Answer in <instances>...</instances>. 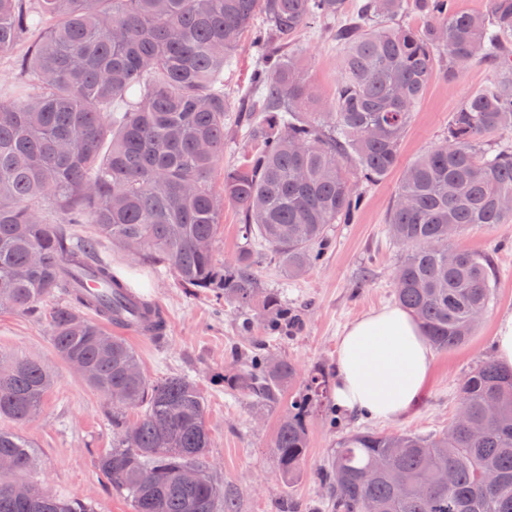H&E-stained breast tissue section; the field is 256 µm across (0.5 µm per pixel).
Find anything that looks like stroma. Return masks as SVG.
I'll use <instances>...</instances> for the list:
<instances>
[{
  "label": "stroma",
  "mask_w": 512,
  "mask_h": 512,
  "mask_svg": "<svg viewBox=\"0 0 512 512\" xmlns=\"http://www.w3.org/2000/svg\"><path fill=\"white\" fill-rule=\"evenodd\" d=\"M329 29L326 23L305 29L292 42L295 62L324 100L333 95L341 75ZM257 66L252 39L244 37L236 65L224 75L229 124H237L249 109L248 90ZM497 72L489 60L472 62L453 77L444 65L435 66L401 142L398 170L374 185H359L366 197L364 207L355 223L329 226V250L321 264L291 278L274 251L265 250L257 267L260 286L280 293L298 318L287 336L274 343V357L292 360L305 372L334 371L345 325L371 310L394 305L393 277L401 251L389 235L388 214L400 170L441 140L453 112L467 97L493 84ZM455 243L488 256L496 270L491 303L474 335L454 350L435 351L429 384L412 413L379 421L344 412L338 428L314 418L305 460L289 483L280 477L271 448L280 408L259 406L224 385L225 375L238 367V355L250 351L257 336L263 335V322L255 321L252 331L244 332L234 306L183 288L166 265L107 240L101 251L116 274L164 313V342L140 334L129 335L127 341L148 379L185 374L199 384L207 401L212 476L233 500L236 512H329L323 476L343 432L362 428L427 434L445 429L458 412L465 375L494 357L498 324L512 314V222L469 228ZM14 359L37 362L52 377L36 417L23 423L0 419V428L21 434L38 452L26 481L62 498H81L94 512H134L130 499L113 492L96 467L98 457L115 441L112 402L56 354L48 316L0 308V360Z\"/></svg>",
  "instance_id": "1"
}]
</instances>
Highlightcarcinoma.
I'll return each instance as SVG.
<instances>
[{
	"label": "carcinoma",
	"mask_w": 512,
	"mask_h": 512,
	"mask_svg": "<svg viewBox=\"0 0 512 512\" xmlns=\"http://www.w3.org/2000/svg\"><path fill=\"white\" fill-rule=\"evenodd\" d=\"M427 23L396 22L404 0H361L356 18L336 28L341 77L333 97H316L291 56L304 28L342 19L345 0H0V61L15 62L26 91L0 97V307L50 309L52 342L112 408L113 448L97 459L112 489L134 512H233L209 475L211 432L199 385L184 375L145 378L134 349L103 323L130 288L99 257L112 240L157 259L185 288L211 292L252 312L267 336L295 325L273 293L259 288L256 255L275 251L288 276L321 262L331 224L362 207L343 162L372 185L396 166L400 143L434 65L452 75L480 56L512 59V0H489L486 16L459 12L454 0H415ZM255 36L260 64L251 83L257 114L242 137L243 161L224 168V198L210 181L224 156V71L236 64L243 34ZM512 131V64L491 88L453 113L443 142L407 167L388 224L405 249L394 279L398 305L437 350L472 336L492 300L490 261L448 244L459 233L512 219V146L484 139ZM241 214L234 262L214 260L222 200ZM93 224L98 236L70 243L67 226ZM90 270L104 292L91 294L73 272ZM162 335L151 302L134 318ZM294 362L270 358L259 340L241 357L227 388L263 405L288 393L272 443L280 476L291 480L308 448L310 417L325 411L329 375L297 384ZM51 376L38 363L0 369V419L25 422L42 408ZM145 407L127 421L124 409ZM460 410L446 432L356 430L337 443L325 477L332 512H512V368L487 360L466 377ZM0 512H93L6 477L36 463L33 444L0 428ZM195 468V485L181 480ZM447 470L452 481L438 483ZM154 480L146 483L145 472Z\"/></svg>",
	"instance_id": "carcinoma-1"
}]
</instances>
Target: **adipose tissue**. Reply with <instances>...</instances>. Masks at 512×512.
<instances>
[{
    "label": "adipose tissue",
    "mask_w": 512,
    "mask_h": 512,
    "mask_svg": "<svg viewBox=\"0 0 512 512\" xmlns=\"http://www.w3.org/2000/svg\"><path fill=\"white\" fill-rule=\"evenodd\" d=\"M433 351L417 321L387 306L349 323L336 352L334 400L350 412L390 420L414 411L431 371Z\"/></svg>",
    "instance_id": "ef3b65f1"
}]
</instances>
